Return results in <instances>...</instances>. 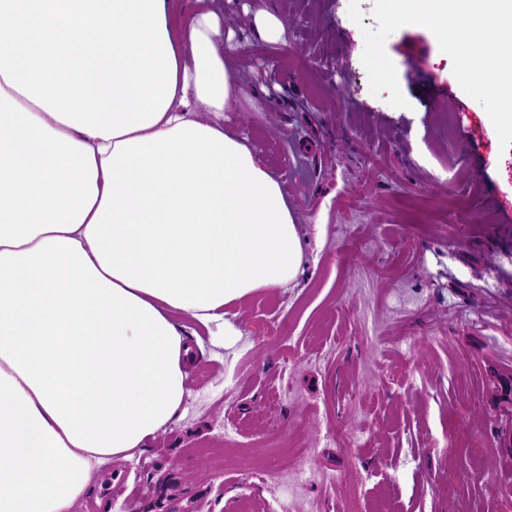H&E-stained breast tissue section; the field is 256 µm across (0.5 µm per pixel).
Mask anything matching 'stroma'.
<instances>
[{
	"mask_svg": "<svg viewBox=\"0 0 512 512\" xmlns=\"http://www.w3.org/2000/svg\"><path fill=\"white\" fill-rule=\"evenodd\" d=\"M294 19L270 46L260 0H219L249 90L226 126L279 179L308 241L302 273L256 296L232 347L206 342L174 425L76 512H512V426L491 369L512 373V147L460 87L433 33L385 41L409 105L373 95L348 0H273ZM312 446L291 494L270 469ZM493 474L480 478L481 470Z\"/></svg>",
	"mask_w": 512,
	"mask_h": 512,
	"instance_id": "1",
	"label": "stroma"
}]
</instances>
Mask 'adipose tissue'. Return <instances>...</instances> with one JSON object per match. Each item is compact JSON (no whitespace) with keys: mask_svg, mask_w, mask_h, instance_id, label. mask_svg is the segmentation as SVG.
Instances as JSON below:
<instances>
[{"mask_svg":"<svg viewBox=\"0 0 512 512\" xmlns=\"http://www.w3.org/2000/svg\"><path fill=\"white\" fill-rule=\"evenodd\" d=\"M210 0H0V512H74L306 246Z\"/></svg>","mask_w":512,"mask_h":512,"instance_id":"1","label":"adipose tissue"}]
</instances>
